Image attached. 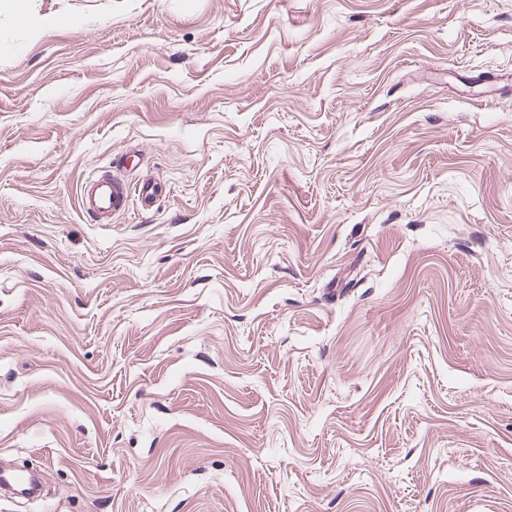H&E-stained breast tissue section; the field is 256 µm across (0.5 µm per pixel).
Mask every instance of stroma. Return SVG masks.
Wrapping results in <instances>:
<instances>
[{
  "label": "stroma",
  "instance_id": "35a3bbf8",
  "mask_svg": "<svg viewBox=\"0 0 512 512\" xmlns=\"http://www.w3.org/2000/svg\"><path fill=\"white\" fill-rule=\"evenodd\" d=\"M27 5L0 512H512V0ZM132 196L130 183L116 172H95L80 191L79 206L97 221L126 210Z\"/></svg>",
  "mask_w": 512,
  "mask_h": 512
}]
</instances>
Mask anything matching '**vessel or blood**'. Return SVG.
I'll return each instance as SVG.
<instances>
[{
  "label": "vessel or blood",
  "mask_w": 512,
  "mask_h": 512,
  "mask_svg": "<svg viewBox=\"0 0 512 512\" xmlns=\"http://www.w3.org/2000/svg\"><path fill=\"white\" fill-rule=\"evenodd\" d=\"M158 192L159 186L154 181H143L133 187L117 173L97 172L82 187L79 206L87 214L101 220L125 211L133 197L138 198L142 207H151Z\"/></svg>",
  "instance_id": "obj_1"
}]
</instances>
